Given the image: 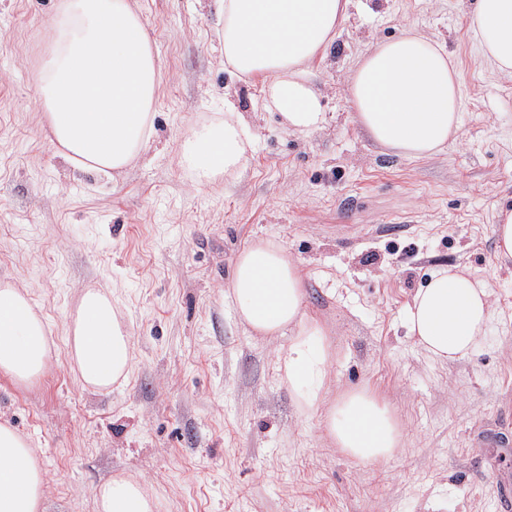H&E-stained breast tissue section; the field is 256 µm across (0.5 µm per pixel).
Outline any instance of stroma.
<instances>
[{
  "label": "stroma",
  "mask_w": 512,
  "mask_h": 512,
  "mask_svg": "<svg viewBox=\"0 0 512 512\" xmlns=\"http://www.w3.org/2000/svg\"><path fill=\"white\" fill-rule=\"evenodd\" d=\"M57 0H0V280L28 290L53 331L50 368L0 375V422L35 448L46 512H93L96 488L145 483L157 512H503L512 496V262L491 231L512 202V78L481 64L473 0H373L310 68L328 123L291 134L263 106L262 80L224 69L210 0H135L166 79L143 157L114 182L57 155L39 128L35 73ZM443 40L464 76L462 129L443 154L399 158L353 121L346 85L370 44L406 25ZM253 136L244 165L203 189L182 144L225 104ZM258 238L287 247L306 311L335 347L328 399L364 388L404 426L405 446L359 464L319 435L281 377L287 338L247 332L228 290ZM442 265L489 279L497 316L474 353L429 360L406 309ZM117 285L134 343L111 392L83 389L65 324L83 292Z\"/></svg>",
  "instance_id": "stroma-1"
}]
</instances>
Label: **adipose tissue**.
I'll use <instances>...</instances> for the list:
<instances>
[{
  "label": "adipose tissue",
  "mask_w": 512,
  "mask_h": 512,
  "mask_svg": "<svg viewBox=\"0 0 512 512\" xmlns=\"http://www.w3.org/2000/svg\"><path fill=\"white\" fill-rule=\"evenodd\" d=\"M369 0H213L223 20L224 67L261 77L266 106L289 131L323 130L327 115L310 63L326 54L352 5ZM480 59L512 76V0H475L469 14ZM49 50L36 74L45 137L74 167L109 181L140 158L152 135L163 71L132 0H59L45 29ZM347 92L355 123L379 146L414 161L441 153L460 134L463 75L444 44L405 29L357 59ZM251 147L243 116L226 108L187 140L181 161L196 187L243 166ZM230 288L253 335L288 339L279 348L283 379L301 410L320 413L325 437L353 460L382 462L405 445L403 427L370 391L327 400L334 349L305 311L306 277L280 242L260 238L241 250ZM116 290H86L66 326V346L82 388L111 390L133 365V342ZM494 316L488 280L442 266L412 298L406 329L430 357H468ZM49 326L16 283L0 282V374L20 382L51 365ZM48 476L29 440L0 422V512H46ZM95 512H156L157 501L127 477L100 484Z\"/></svg>",
  "instance_id": "ef3b65f1"
}]
</instances>
